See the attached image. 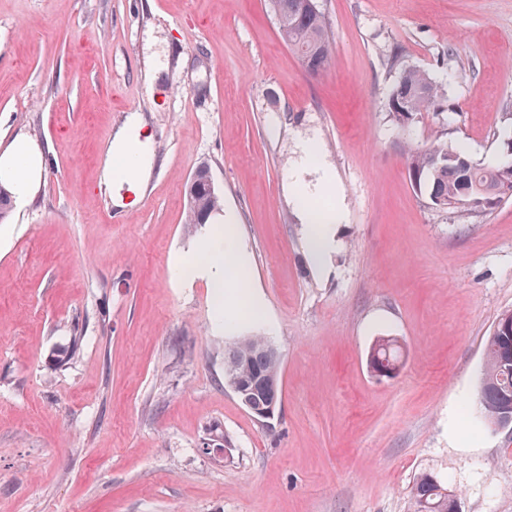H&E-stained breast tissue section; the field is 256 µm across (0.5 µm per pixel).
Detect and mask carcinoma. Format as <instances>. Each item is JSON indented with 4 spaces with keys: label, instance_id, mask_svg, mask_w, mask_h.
Segmentation results:
<instances>
[{
    "label": "carcinoma",
    "instance_id": "cac0c4a2",
    "mask_svg": "<svg viewBox=\"0 0 512 512\" xmlns=\"http://www.w3.org/2000/svg\"><path fill=\"white\" fill-rule=\"evenodd\" d=\"M308 0H268L282 39L315 73L330 61L333 36L322 10L307 6ZM391 67L400 68V81L393 88L388 108L392 121L405 127L424 112L438 113L443 108L440 86L430 75L417 68L401 65L392 57ZM411 183L427 194L439 208H464L472 200L485 201L489 209L498 198L504 182L512 184V168L499 164L486 168L475 164L459 148L439 139L426 146H410L405 153ZM218 193L199 186L197 197L188 201L187 224L201 223L220 211ZM263 336H243L225 345L224 381L243 374L281 378V363L271 359L262 348ZM376 358L393 367L403 365V353L397 340L383 336L375 340L368 358ZM482 415L487 424L512 415V310L502 312L485 340V365L479 387ZM448 481L428 472L417 474L410 488V512H453L448 498Z\"/></svg>",
    "mask_w": 512,
    "mask_h": 512
}]
</instances>
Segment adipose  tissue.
I'll list each match as a JSON object with an SVG mask.
<instances>
[{
  "label": "adipose tissue",
  "instance_id": "adipose-tissue-1",
  "mask_svg": "<svg viewBox=\"0 0 512 512\" xmlns=\"http://www.w3.org/2000/svg\"><path fill=\"white\" fill-rule=\"evenodd\" d=\"M140 127V122H133L130 127L118 132L109 144L104 167L107 182L125 185L132 190L144 183L152 159L141 140ZM45 168L44 149L28 136H15L0 150V185L9 191L15 206L22 207L34 201ZM311 201V192L306 186H299L297 203L309 215L308 248L314 262L323 269L336 248V227L341 216L336 212L313 214ZM220 232L229 246L220 252L217 262L188 264L181 268L180 273L189 281L198 277L207 279L214 290V305L219 311L223 310L226 302L225 289H236L238 297L246 303L247 320L262 322L264 301L256 286L244 275L249 256L236 243L238 226L234 217L222 220Z\"/></svg>",
  "mask_w": 512,
  "mask_h": 512
}]
</instances>
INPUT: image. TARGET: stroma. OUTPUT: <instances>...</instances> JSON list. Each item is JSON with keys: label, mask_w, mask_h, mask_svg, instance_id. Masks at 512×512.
Wrapping results in <instances>:
<instances>
[{"label": "stroma", "mask_w": 512, "mask_h": 512, "mask_svg": "<svg viewBox=\"0 0 512 512\" xmlns=\"http://www.w3.org/2000/svg\"><path fill=\"white\" fill-rule=\"evenodd\" d=\"M335 38L309 72L267 0H0V149L48 163L0 240V512H409L415 474L462 512H512V428L485 426L484 340L512 310V198L440 209L411 145L497 165L512 135V0H319ZM442 83L448 111L390 118L393 54ZM155 162L124 207L105 151L131 113ZM321 170L299 172L308 144ZM211 169L239 224L265 324L224 326L177 274L204 224L185 184ZM329 181H322V173ZM338 209L311 262L295 180ZM281 355L271 425L224 385V347ZM380 336L405 351L377 380ZM227 454L206 453L217 433Z\"/></svg>", "instance_id": "35a3bbf8"}]
</instances>
